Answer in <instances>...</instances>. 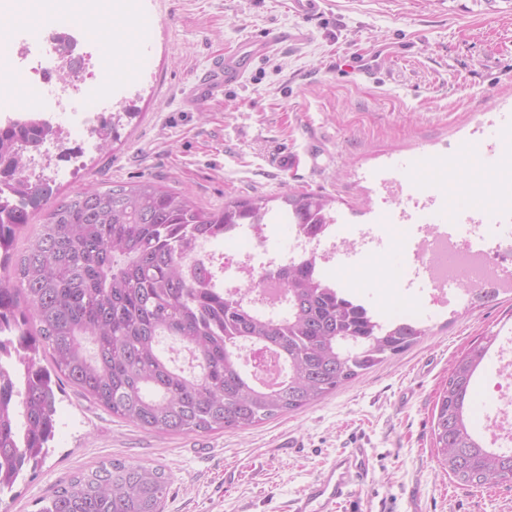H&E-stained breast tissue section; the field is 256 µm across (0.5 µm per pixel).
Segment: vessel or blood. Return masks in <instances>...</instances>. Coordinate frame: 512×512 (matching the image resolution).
Returning a JSON list of instances; mask_svg holds the SVG:
<instances>
[{
	"mask_svg": "<svg viewBox=\"0 0 512 512\" xmlns=\"http://www.w3.org/2000/svg\"><path fill=\"white\" fill-rule=\"evenodd\" d=\"M280 35L246 40L229 53L217 55L205 74L192 86L186 99L193 106L223 97L225 91L243 79L249 63L264 56ZM372 471L371 460L363 448L338 456L324 467L294 499L290 512H335L344 503L354 502Z\"/></svg>",
	"mask_w": 512,
	"mask_h": 512,
	"instance_id": "obj_1",
	"label": "vessel or blood"
}]
</instances>
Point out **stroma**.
Segmentation results:
<instances>
[{
    "label": "stroma",
    "instance_id": "35a3bbf8",
    "mask_svg": "<svg viewBox=\"0 0 512 512\" xmlns=\"http://www.w3.org/2000/svg\"><path fill=\"white\" fill-rule=\"evenodd\" d=\"M287 2L136 0L152 29L127 101L113 109L131 104L138 116L119 142L86 147L80 168L53 163L32 173L50 192L18 247L63 196L145 181L210 208L290 190L328 195L357 232L373 222L386 161L411 184L426 162L448 173L480 125L512 156V0H323L313 17ZM279 32L285 41L256 59L241 85L185 105L213 55ZM372 53L382 56L378 77L352 70ZM330 274L381 319L422 322L427 336L321 402L244 431L160 436L65 388L49 454L0 512H37L48 490L110 459L163 465L164 512H289L322 465L353 448L371 449L373 476L338 512H512V483L462 488L431 439L454 362L482 337L512 336V295L451 312L359 285L345 268Z\"/></svg>",
    "mask_w": 512,
    "mask_h": 512
}]
</instances>
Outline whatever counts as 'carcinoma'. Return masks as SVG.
<instances>
[{
    "mask_svg": "<svg viewBox=\"0 0 512 512\" xmlns=\"http://www.w3.org/2000/svg\"><path fill=\"white\" fill-rule=\"evenodd\" d=\"M47 139L46 124L0 126L4 191L34 199L25 152ZM333 199L288 192L207 209L152 182L87 188L55 203L21 252L28 203L0 221V344L10 339L24 371L0 381V497L49 453L56 390L69 384L113 416L158 435L242 431L307 408L418 343L417 323L378 321L330 282L315 257L224 287V263L197 250L241 224L282 213L314 238ZM495 338L456 360L435 405L433 447L455 482L481 488L509 480L512 451L489 448L466 408ZM262 347L284 365L273 388L253 377L245 349ZM170 476L160 466L102 463L51 489L38 512H163Z\"/></svg>",
    "mask_w": 512,
    "mask_h": 512,
    "instance_id": "obj_1",
    "label": "carcinoma"
}]
</instances>
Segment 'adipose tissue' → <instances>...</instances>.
Masks as SVG:
<instances>
[{
	"label": "adipose tissue",
	"instance_id": "adipose-tissue-1",
	"mask_svg": "<svg viewBox=\"0 0 512 512\" xmlns=\"http://www.w3.org/2000/svg\"><path fill=\"white\" fill-rule=\"evenodd\" d=\"M49 17L62 25L85 23L90 35L100 43L105 70L128 78L137 75V45L148 36L149 27L126 0H0V86L7 88L18 104L33 106L38 99L23 78L6 73L8 30L18 25L37 26ZM480 179L494 184L511 182L512 168L485 171L476 167L474 156H467L451 186V199L466 198L481 206H497L496 196L472 190V183Z\"/></svg>",
	"mask_w": 512,
	"mask_h": 512
}]
</instances>
